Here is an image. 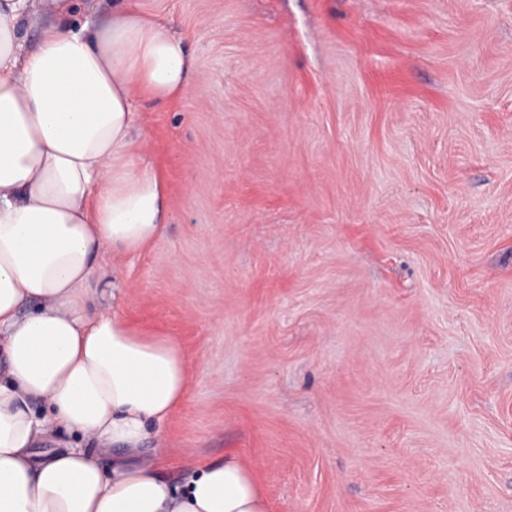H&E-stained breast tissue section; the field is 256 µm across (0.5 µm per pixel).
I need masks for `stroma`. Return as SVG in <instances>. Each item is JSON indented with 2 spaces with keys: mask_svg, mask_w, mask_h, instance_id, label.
Instances as JSON below:
<instances>
[{
  "mask_svg": "<svg viewBox=\"0 0 512 512\" xmlns=\"http://www.w3.org/2000/svg\"><path fill=\"white\" fill-rule=\"evenodd\" d=\"M136 2L196 61L140 106L168 224L114 281L189 369L167 475L512 512V0Z\"/></svg>",
  "mask_w": 512,
  "mask_h": 512,
  "instance_id": "obj_1",
  "label": "stroma"
}]
</instances>
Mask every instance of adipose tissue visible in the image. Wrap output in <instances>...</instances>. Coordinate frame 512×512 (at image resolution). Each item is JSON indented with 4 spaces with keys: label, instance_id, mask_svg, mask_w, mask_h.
<instances>
[{
    "label": "adipose tissue",
    "instance_id": "adipose-tissue-1",
    "mask_svg": "<svg viewBox=\"0 0 512 512\" xmlns=\"http://www.w3.org/2000/svg\"><path fill=\"white\" fill-rule=\"evenodd\" d=\"M73 0H0V512H270L233 454L196 460L180 486L140 455L183 402L172 339L109 304L120 258L163 232L161 177L140 167L138 102L184 94L194 59L160 20L118 0L99 28ZM56 16L33 49L20 29ZM80 438L66 451L52 437Z\"/></svg>",
    "mask_w": 512,
    "mask_h": 512
}]
</instances>
